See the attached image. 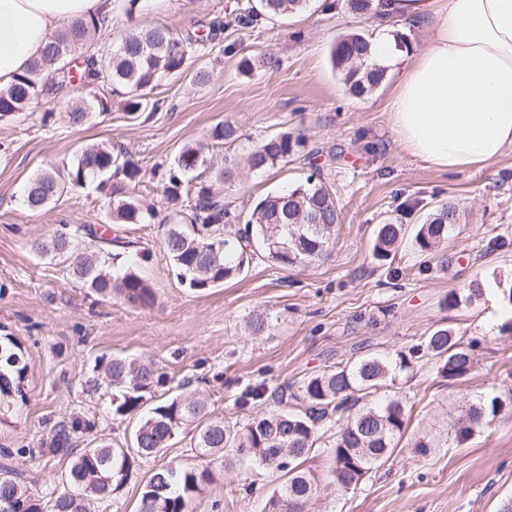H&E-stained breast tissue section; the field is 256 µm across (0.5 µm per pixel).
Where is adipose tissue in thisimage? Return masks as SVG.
<instances>
[{
    "instance_id": "1",
    "label": "adipose tissue",
    "mask_w": 512,
    "mask_h": 512,
    "mask_svg": "<svg viewBox=\"0 0 512 512\" xmlns=\"http://www.w3.org/2000/svg\"><path fill=\"white\" fill-rule=\"evenodd\" d=\"M113 0H0V89L37 58L51 33L76 20L103 31ZM386 18L423 25L408 53L382 33L371 57L405 59L389 102L390 125L412 155L441 171L492 163L512 149V0H376Z\"/></svg>"
}]
</instances>
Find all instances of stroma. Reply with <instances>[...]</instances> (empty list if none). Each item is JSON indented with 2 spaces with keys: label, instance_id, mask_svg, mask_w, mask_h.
I'll use <instances>...</instances> for the list:
<instances>
[{
  "label": "stroma",
  "instance_id": "obj_1",
  "mask_svg": "<svg viewBox=\"0 0 512 512\" xmlns=\"http://www.w3.org/2000/svg\"><path fill=\"white\" fill-rule=\"evenodd\" d=\"M333 0H310L297 14L249 28L236 14L247 0H140L129 12L115 0L122 24L97 33L98 45L119 41L131 29L166 26L201 40L190 72L169 77L149 92L156 111L130 114L120 100L84 124L64 119L75 91L39 100L0 120V336L20 343L28 363L25 399L0 413V448L22 472L44 505L65 490L69 457L50 449L61 425L88 424L74 447L107 441L130 443L135 423L112 414L104 398L89 397L81 383L96 356L154 360L172 383L189 382L208 400L215 417L229 422L274 410L271 398L235 410L249 386H283L372 352L409 348L439 326L475 342L476 361L459 381L441 377L433 361L414 360L387 388L403 401L407 420L395 453L349 492L320 488L307 512H499L512 499V416L456 443L450 427L469 404L512 390V305L502 297L468 299L472 281L493 289L512 279V151L487 167L439 171L396 140L385 105L399 79L387 73L370 94L357 98L331 63L338 39L354 32L372 36L389 29L402 47L417 51L423 28L395 20H361ZM276 65H268V58ZM251 59L243 70L242 59ZM50 121H43V114ZM231 138L212 154L233 166L213 189L225 207L247 216L268 193L300 182L320 168L336 193L340 224L328 258L297 268L254 261L237 278L205 293L182 285L163 246L161 224H111L114 201L135 195L167 215L159 170L179 151L206 142L217 123ZM299 129L305 146L288 163L252 169L247 156L262 138ZM109 142L124 148L141 169L137 183L114 180L111 193L95 187L66 189L41 211L23 205L27 183L50 165L71 162L86 146ZM452 201L459 208L441 260L425 262L412 243L395 258L373 255L379 224L393 221L415 234L424 210ZM91 224L118 238V251L141 254L137 267L155 291L152 307L83 288L68 266L36 254L32 245L53 238L64 225ZM501 237L490 251L487 241ZM429 271H422V264ZM463 301L448 308L449 293ZM263 312L259 334L249 321ZM430 450L419 454L418 442ZM193 435L179 434L156 457L134 466L111 502L95 512H139L141 488L156 466L196 465ZM216 480L200 512H263L276 486L272 476L233 457L215 461Z\"/></svg>",
  "mask_w": 512,
  "mask_h": 512
}]
</instances>
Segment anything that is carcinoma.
Listing matches in <instances>:
<instances>
[{"instance_id":"cac0c4a2","label":"carcinoma","mask_w":512,"mask_h":512,"mask_svg":"<svg viewBox=\"0 0 512 512\" xmlns=\"http://www.w3.org/2000/svg\"><path fill=\"white\" fill-rule=\"evenodd\" d=\"M307 2L254 0L238 22L254 27L267 18L295 14ZM342 2L359 18L380 17L374 0ZM95 32L93 23L75 20L50 36L39 58L9 87L0 89V119L25 111L36 99L52 100L76 82L88 87L125 88L127 112L155 110L157 103L147 99L146 90L165 76L183 74L196 51V42L176 36L167 27L137 28L119 45L104 44L84 53L78 66L71 65L68 57L83 48ZM371 45V37L357 32L342 37L332 50L333 65L355 97L368 94L385 78V69L368 64ZM95 109L108 111V99L94 95L71 106L68 121L80 125ZM304 145L303 134L282 131L253 147L250 166L261 169L286 163ZM205 163L203 146L183 148L161 176L166 199L178 203L186 186L184 176ZM140 173V167L121 149L87 147L70 164L61 169L54 166L32 179L25 188L24 202L35 212L66 187L95 183L104 189L114 178L134 182ZM190 211L191 224L199 223L201 229L185 230L183 214L175 210L167 219L164 247L177 278L196 293L238 277L255 260L285 268L315 262L329 251L339 223L336 193L317 169L294 188L258 201L243 225L237 224L239 215L216 200L206 184L197 188ZM156 218L153 208L131 198L119 200L110 214L111 220L122 224H151ZM456 221L457 208L450 203L426 213L414 245L422 253H437ZM405 233L402 224L378 225L374 256L389 259L403 243ZM88 236L97 245L83 252L75 249V242ZM111 246L112 239L99 237L89 225L79 224L66 227L48 243H39L37 252L69 263L73 275L99 295L115 293L132 306H152L154 289L134 265L121 264L120 254L112 253ZM472 347L473 343L462 342L452 329L440 326L413 346L412 353L436 360L437 373L457 381L473 368ZM411 364V358L402 353L390 357L373 352L305 378L295 388L276 387L268 393L264 386L248 387L235 398L234 405L242 409L249 400L268 394L279 408L237 427L213 419L204 399L170 393L167 374L154 363L102 355L95 360L82 388L92 395L109 397L114 416L136 421L132 447L99 443L74 451L65 480L77 492L58 495L51 512H88L87 500L107 501L125 484L135 462L155 457L186 429L194 431L199 458L222 459L232 452L279 475L281 482L267 500L265 512H298L318 490L319 479L305 463L316 455L318 442L329 431L336 430V441L327 480L338 489L356 487L366 473L392 455L405 426L404 407L394 398L379 403H371L369 398ZM26 370L22 348L13 337L0 336V409L25 398L21 381ZM148 396L156 399L149 409L145 408ZM505 407L506 402L498 396L469 405L451 426L456 443H465ZM214 481L208 465L155 467L142 487L140 512H196ZM0 512H44L41 500L31 495L5 465L0 467Z\"/></svg>"}]
</instances>
